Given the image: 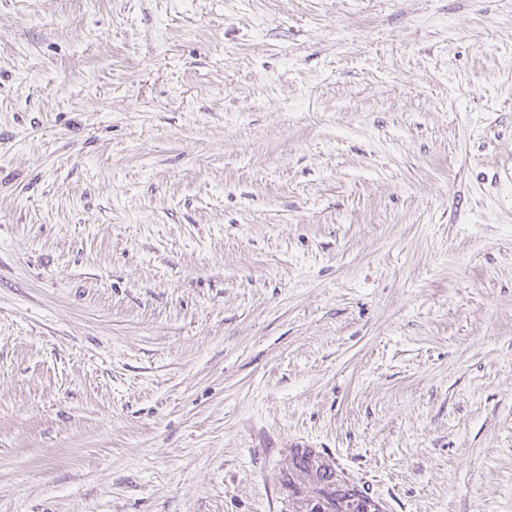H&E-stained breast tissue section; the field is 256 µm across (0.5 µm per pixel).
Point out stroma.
<instances>
[{
  "instance_id": "obj_1",
  "label": "stroma",
  "mask_w": 512,
  "mask_h": 512,
  "mask_svg": "<svg viewBox=\"0 0 512 512\" xmlns=\"http://www.w3.org/2000/svg\"><path fill=\"white\" fill-rule=\"evenodd\" d=\"M512 512V0H0V512ZM288 455L290 466L276 474L277 482L287 490L300 485L310 490V496L291 500L293 509L302 512H387L385 499L339 476L334 458L320 448L297 445L288 448ZM342 484V490L336 491Z\"/></svg>"
}]
</instances>
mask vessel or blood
Returning <instances> with one entry per match:
<instances>
[{
  "mask_svg": "<svg viewBox=\"0 0 512 512\" xmlns=\"http://www.w3.org/2000/svg\"><path fill=\"white\" fill-rule=\"evenodd\" d=\"M290 465L276 480L283 488L305 486L309 493L291 501L294 512H387L385 499L343 480L331 455L318 448L299 445L288 451Z\"/></svg>",
  "mask_w": 512,
  "mask_h": 512,
  "instance_id": "vessel-or-blood-1",
  "label": "vessel or blood"
}]
</instances>
